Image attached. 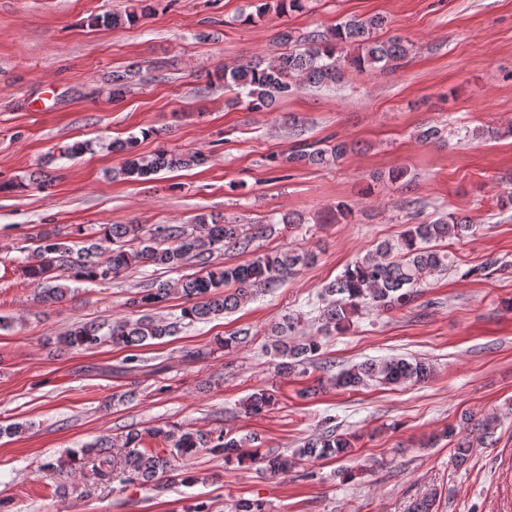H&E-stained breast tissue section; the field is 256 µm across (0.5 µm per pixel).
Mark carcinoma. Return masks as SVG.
Listing matches in <instances>:
<instances>
[{
  "label": "carcinoma",
  "instance_id": "carcinoma-1",
  "mask_svg": "<svg viewBox=\"0 0 512 512\" xmlns=\"http://www.w3.org/2000/svg\"><path fill=\"white\" fill-rule=\"evenodd\" d=\"M305 7V0H256L255 12L243 22L252 23L270 10L286 16ZM148 6L123 15L107 14L95 18V26L111 29L136 23ZM385 25L381 16L350 17L327 32L310 31L296 36L291 30L278 34L287 50L273 60L250 59L217 74L224 87L249 98L257 110L272 112L281 100L295 93L307 82L313 85L339 82L346 70L385 72L397 68L410 53L407 41L398 36L386 40L375 38ZM139 138L130 137L118 145L126 152L123 165L113 171V177L143 181L160 171H175L201 166L206 155L201 151L179 153L165 148L150 155L137 152ZM348 146L338 142L323 148L303 141L291 148L283 161L292 165H329L340 161ZM476 225L466 217L450 214L434 221L411 224L396 240L383 241L375 250L348 265L335 280L325 285L319 294L322 303L321 331L326 336L343 333L352 318L365 308L392 310L411 303L427 278L446 272L453 266L452 256L429 244L443 240H463L474 236ZM266 233L263 224L252 225L251 232L241 225L231 224L221 217L202 215L192 224H104L93 238L69 243L54 230H45L37 237L36 247L28 256L24 272L28 280L41 290L45 301L59 303L71 293V283L106 284L127 269L137 265H155L176 269L193 262L200 274L188 277L177 291L189 305L171 318H156L148 311L163 306L172 295L166 282L153 281L129 299V314L110 323H84L68 330L62 342L70 347L93 350L105 342L115 347L133 349L149 341L176 335L181 328L206 322L237 309L257 292L274 288L312 261V255L292 249L264 253L239 265H219L212 261L217 251H246L253 241ZM299 320L286 318L272 330L276 340L271 346L278 359L275 367L281 373L306 375L309 368L329 372L333 364L319 361L322 349L317 338L299 342L290 340ZM433 374L421 361L391 358L355 364L332 376L337 388L356 391L369 385L400 386L421 382ZM273 401V395L258 389L248 396L245 410L259 414ZM472 428L486 437L492 436L499 419L492 414H473ZM158 440L161 446L147 448L146 439ZM247 437L237 439L229 432H204L184 426L162 425L132 429L118 440L101 438L82 448L77 459L81 467L90 469L100 481H108L114 472L122 474L126 485L142 488L170 485H191L198 477L185 468L183 461L205 451L224 459V463H261L263 470L274 476H286L302 458L350 457L354 437L326 428L317 438L306 441L291 454H250L243 450ZM112 448L123 449L118 457Z\"/></svg>",
  "mask_w": 512,
  "mask_h": 512
}]
</instances>
